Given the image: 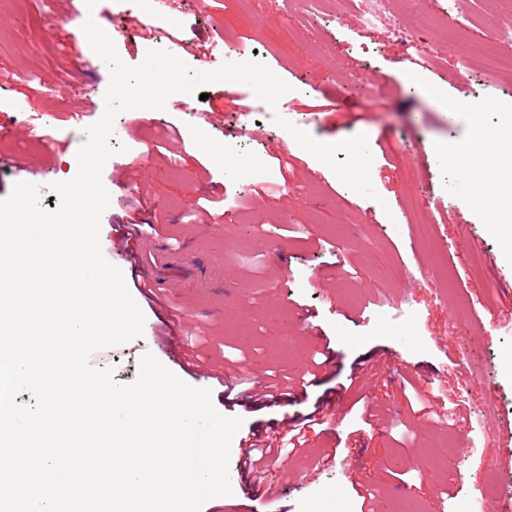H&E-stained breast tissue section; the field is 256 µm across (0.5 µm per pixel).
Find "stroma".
Returning a JSON list of instances; mask_svg holds the SVG:
<instances>
[{"label":"stroma","instance_id":"obj_1","mask_svg":"<svg viewBox=\"0 0 512 512\" xmlns=\"http://www.w3.org/2000/svg\"><path fill=\"white\" fill-rule=\"evenodd\" d=\"M450 5L474 47L496 48L495 31L512 28L496 0ZM390 14L365 32L338 18L336 0H172L147 31L127 33L112 0L91 10L85 0H0V200L30 180L42 207L56 210L50 186L75 176L84 130L104 113L109 80L72 20L94 17L131 66L154 48L205 72L254 57L292 87L274 108L224 81L205 85L204 101L176 94L147 117L123 112L113 141L126 150L102 171L110 205L101 251L145 317L142 335L114 348L115 381L127 380V353H150L210 389L220 415L243 421L230 447L232 492L201 512H362L361 483L376 512H491L481 486L512 484V252L468 206L446 153L477 127L501 125L512 80L503 68L485 76L479 98L492 106L480 115L449 111L461 52L444 16L433 0H392ZM400 20L426 43L427 67L396 45ZM365 47L368 70L358 64ZM378 73L390 84H374ZM280 117L324 143L367 134L376 198L344 185ZM418 147L427 155L416 156ZM415 199L425 201L423 215L411 212ZM131 220L155 234H142L139 254L114 252L113 225ZM200 263L204 283L194 279ZM144 265L181 279L168 302L181 319L179 343H195L202 372L156 349L153 331L168 315L142 296ZM315 356L317 381L275 404L238 405L218 381L231 360L261 379L300 375ZM363 365L368 375L351 379ZM473 375L489 382L487 398L464 390ZM314 413L321 426L265 470L279 498L244 494L240 461L253 434Z\"/></svg>","mask_w":512,"mask_h":512}]
</instances>
